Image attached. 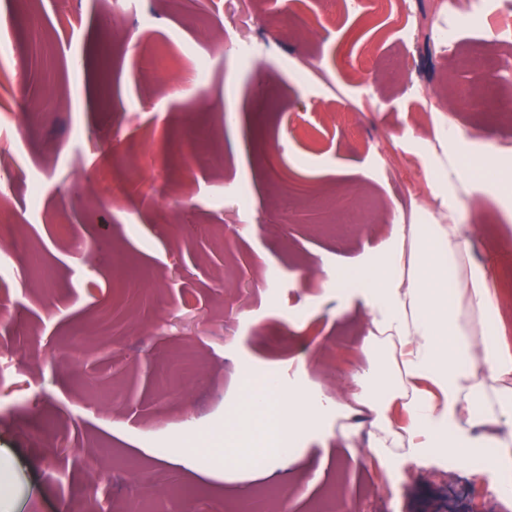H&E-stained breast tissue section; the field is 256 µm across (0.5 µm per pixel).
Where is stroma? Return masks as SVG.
<instances>
[{
    "label": "stroma",
    "mask_w": 512,
    "mask_h": 512,
    "mask_svg": "<svg viewBox=\"0 0 512 512\" xmlns=\"http://www.w3.org/2000/svg\"><path fill=\"white\" fill-rule=\"evenodd\" d=\"M461 25L450 46L442 25ZM0 484L14 512H497L470 464L366 455L367 309L327 272L396 215L444 224L434 155L512 169V0H0ZM106 46L84 105V58ZM306 83H298L299 72ZM465 126L443 143L447 125ZM199 133L209 154L192 158ZM320 199L281 223L274 179ZM459 223L512 346V203L456 180ZM80 360L67 362L73 338ZM341 403L291 457L228 467L256 379Z\"/></svg>",
    "instance_id": "obj_1"
}]
</instances>
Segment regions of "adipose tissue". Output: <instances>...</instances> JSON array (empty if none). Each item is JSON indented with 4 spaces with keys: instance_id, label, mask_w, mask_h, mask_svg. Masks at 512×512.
<instances>
[{
    "instance_id": "adipose-tissue-1",
    "label": "adipose tissue",
    "mask_w": 512,
    "mask_h": 512,
    "mask_svg": "<svg viewBox=\"0 0 512 512\" xmlns=\"http://www.w3.org/2000/svg\"><path fill=\"white\" fill-rule=\"evenodd\" d=\"M344 279L368 312L369 359L354 380L374 415L373 453L417 462L463 463L496 449L512 458V442L486 436V428L512 431V353L504 349L498 309L488 288L489 269L473 264L459 224H407L395 220L390 245L370 263L346 269ZM494 365L483 377L480 364ZM409 422L394 424L392 404ZM320 408L303 394L272 406L266 387L251 390L224 440L237 455L272 447L288 450V434L315 423Z\"/></svg>"
}]
</instances>
